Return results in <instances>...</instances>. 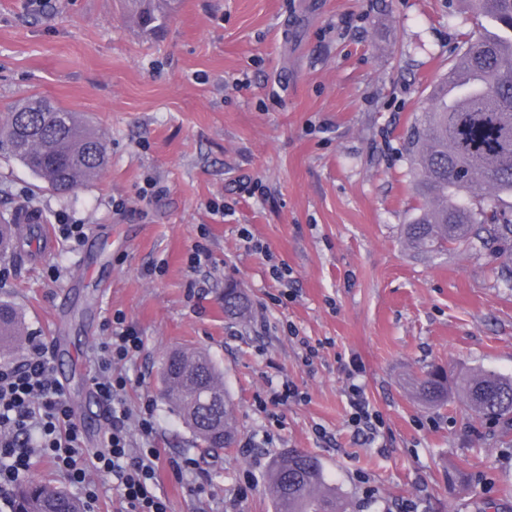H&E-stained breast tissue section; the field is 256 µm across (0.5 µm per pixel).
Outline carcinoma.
<instances>
[{
    "label": "carcinoma",
    "mask_w": 512,
    "mask_h": 512,
    "mask_svg": "<svg viewBox=\"0 0 512 512\" xmlns=\"http://www.w3.org/2000/svg\"><path fill=\"white\" fill-rule=\"evenodd\" d=\"M160 0H135L139 26L162 27ZM490 19L488 31L464 41L459 60L431 90L429 104L409 136L415 190L421 199L404 225L406 245L429 257L454 248L512 259V0H467ZM459 71L470 82L448 97V79ZM0 151L20 161L57 194L75 192L108 161L104 137L74 113L45 99L14 107L0 118ZM12 227L0 224V260L22 254L9 242ZM242 294L224 289V314L242 317ZM24 330L15 311L0 303V356L18 348ZM162 374L167 402L191 429L201 447L220 450L235 443L238 430L232 405H206L221 389V374L203 352L190 362L188 352H171ZM467 407L480 417L512 419V376L477 372L462 385ZM417 395L435 405L448 398L447 378L439 370L415 382ZM275 512H349L348 500L326 481L317 457L297 451L277 456L268 471ZM11 512H84L82 501L50 483H17Z\"/></svg>",
    "instance_id": "carcinoma-1"
}]
</instances>
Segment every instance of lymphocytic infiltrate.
<instances>
[{
	"mask_svg": "<svg viewBox=\"0 0 512 512\" xmlns=\"http://www.w3.org/2000/svg\"><path fill=\"white\" fill-rule=\"evenodd\" d=\"M112 323L111 336L93 355L90 376L107 424L98 448H86L41 337H29L19 361L0 364V495H8L29 471L32 456L40 454L64 472L87 502L97 500L98 481L105 477L122 512H171L159 488L160 462L178 477L200 464L191 457L163 458L151 403L137 410L127 405L129 380L122 367L140 353L143 341L124 314L115 313ZM88 454L94 459L89 469L83 465Z\"/></svg>",
	"mask_w": 512,
	"mask_h": 512,
	"instance_id": "lymphocytic-infiltrate-1",
	"label": "lymphocytic infiltrate"
}]
</instances>
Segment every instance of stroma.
Segmentation results:
<instances>
[{"instance_id": "35a3bbf8", "label": "stroma", "mask_w": 512, "mask_h": 512, "mask_svg": "<svg viewBox=\"0 0 512 512\" xmlns=\"http://www.w3.org/2000/svg\"><path fill=\"white\" fill-rule=\"evenodd\" d=\"M43 2L0 0V116L50 98L104 132L108 162L62 196L0 153V215L85 231L44 262L0 264V301L28 334L64 328L52 363L88 447L105 427L86 400L90 359L119 310L144 341L123 368L128 405L152 401L159 447L207 473L200 499L197 474L161 467L172 512H273L266 475L287 450L315 455L351 512H512V422L479 418L461 388L476 371L512 375L504 261L431 258L401 238L419 204L409 131L462 34L489 21L460 0H173L149 34L124 0ZM150 178L163 192L144 203ZM199 245L209 258L194 268ZM230 279L245 318L224 316ZM304 339L319 349L310 364ZM182 348L220 369L232 447L201 448L161 397L163 360ZM435 365L448 373L440 407L412 386ZM352 373L383 419L370 439L348 423ZM285 384L299 399L260 407Z\"/></svg>"}]
</instances>
